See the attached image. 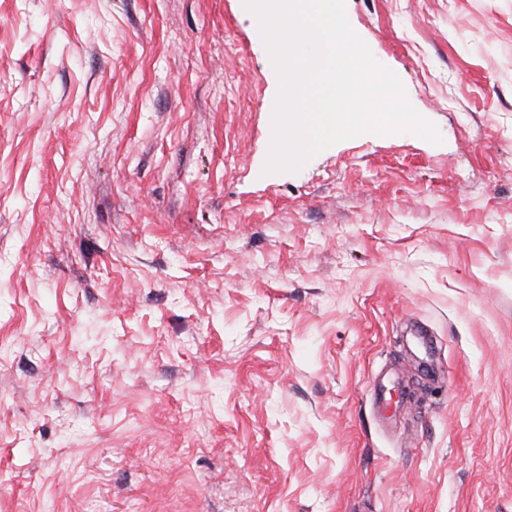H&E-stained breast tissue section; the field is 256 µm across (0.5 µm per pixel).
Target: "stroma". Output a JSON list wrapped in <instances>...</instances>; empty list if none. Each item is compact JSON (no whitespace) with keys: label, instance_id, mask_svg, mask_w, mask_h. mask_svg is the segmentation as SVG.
I'll return each mask as SVG.
<instances>
[{"label":"stroma","instance_id":"obj_1","mask_svg":"<svg viewBox=\"0 0 512 512\" xmlns=\"http://www.w3.org/2000/svg\"><path fill=\"white\" fill-rule=\"evenodd\" d=\"M345 8L442 141L266 175L242 0H0V512H512V0Z\"/></svg>","mask_w":512,"mask_h":512}]
</instances>
